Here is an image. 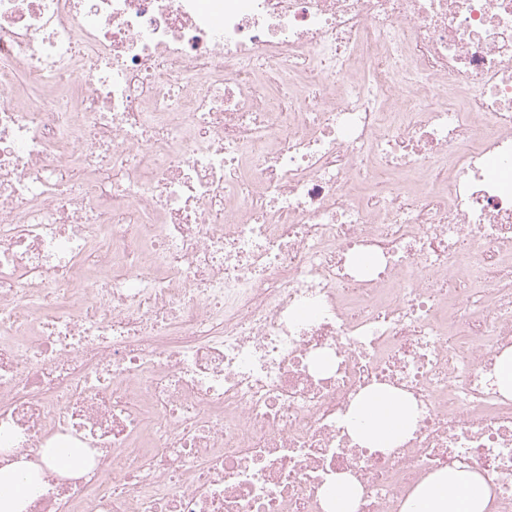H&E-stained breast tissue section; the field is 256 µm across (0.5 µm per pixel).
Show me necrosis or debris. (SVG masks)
Segmentation results:
<instances>
[{"instance_id":"necrosis-or-debris-1","label":"necrosis or debris","mask_w":512,"mask_h":512,"mask_svg":"<svg viewBox=\"0 0 512 512\" xmlns=\"http://www.w3.org/2000/svg\"><path fill=\"white\" fill-rule=\"evenodd\" d=\"M511 347L512 0H0L28 512H329L340 479L401 512L445 468L512 512ZM377 387L418 417L373 450ZM499 389L507 399L512 398V348L505 349L499 359ZM414 404L392 390L377 389L363 395L352 408L349 421L359 442L371 448H393L416 423ZM358 421L363 426L358 425Z\"/></svg>"}]
</instances>
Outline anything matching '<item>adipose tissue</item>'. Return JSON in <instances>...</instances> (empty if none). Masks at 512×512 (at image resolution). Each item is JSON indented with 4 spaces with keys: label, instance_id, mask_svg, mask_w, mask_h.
<instances>
[{
    "label": "adipose tissue",
    "instance_id": "adipose-tissue-1",
    "mask_svg": "<svg viewBox=\"0 0 512 512\" xmlns=\"http://www.w3.org/2000/svg\"><path fill=\"white\" fill-rule=\"evenodd\" d=\"M414 404L387 389L363 395L350 413L361 444L392 448L416 423ZM490 477L477 471L440 470L430 474L406 502L403 512H492Z\"/></svg>",
    "mask_w": 512,
    "mask_h": 512
}]
</instances>
